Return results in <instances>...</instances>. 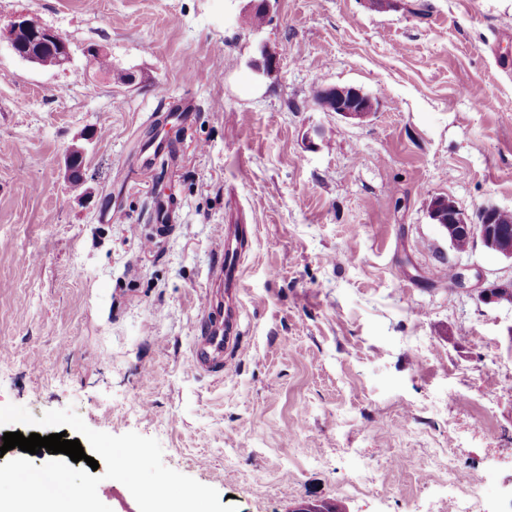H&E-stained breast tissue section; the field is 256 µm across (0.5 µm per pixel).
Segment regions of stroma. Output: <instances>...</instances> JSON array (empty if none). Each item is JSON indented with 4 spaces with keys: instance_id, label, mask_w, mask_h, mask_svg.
Instances as JSON below:
<instances>
[{
    "instance_id": "stroma-1",
    "label": "stroma",
    "mask_w": 512,
    "mask_h": 512,
    "mask_svg": "<svg viewBox=\"0 0 512 512\" xmlns=\"http://www.w3.org/2000/svg\"><path fill=\"white\" fill-rule=\"evenodd\" d=\"M251 5L0 0V26L35 15L71 51L44 68L0 43V405L157 439L238 512H453L449 464L480 478L485 512H512V305L450 281L512 262L457 252L428 209L512 210V0H270L259 27ZM327 86L374 114L321 109ZM181 100L190 121L152 120ZM154 140L166 163L142 167ZM235 224L252 234L217 318L236 340L222 372L194 371ZM319 93L320 88L314 91L313 96H317ZM313 101L316 105L325 108L332 103V107L327 109L328 112H336L343 118L358 123L363 122L375 112V103L372 98L365 95L360 89L350 86L323 87L320 95L313 98Z\"/></svg>"
}]
</instances>
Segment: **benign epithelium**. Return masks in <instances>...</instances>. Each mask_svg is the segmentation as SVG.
<instances>
[{"instance_id":"7a95c632","label":"benign epithelium","mask_w":512,"mask_h":512,"mask_svg":"<svg viewBox=\"0 0 512 512\" xmlns=\"http://www.w3.org/2000/svg\"><path fill=\"white\" fill-rule=\"evenodd\" d=\"M2 40L7 41L14 53L29 63L42 64V58L29 52L30 40L56 52L63 65L70 59V47L66 38L45 26L37 32L31 31L26 13L14 16L5 28H0V41ZM314 103L320 107H328L330 111L358 123L375 112L372 98L360 89L350 86L323 87L320 95L314 98ZM429 214L448 237V241L465 236L474 243L480 242L487 252L512 261V236L496 227L492 212H482L479 222L472 223L457 205L451 204L448 198L439 196L431 199ZM479 298L487 304L505 302L512 305V277L499 279L480 290Z\"/></svg>"}]
</instances>
